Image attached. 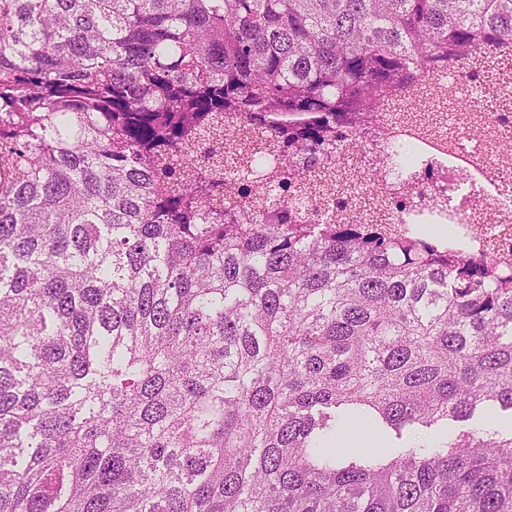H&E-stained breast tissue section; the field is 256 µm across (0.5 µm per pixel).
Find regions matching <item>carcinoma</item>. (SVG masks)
Instances as JSON below:
<instances>
[{"label":"carcinoma","instance_id":"cac0c4a2","mask_svg":"<svg viewBox=\"0 0 512 512\" xmlns=\"http://www.w3.org/2000/svg\"><path fill=\"white\" fill-rule=\"evenodd\" d=\"M508 40L512 0H0V512H512V435L336 447L512 410V272L319 167L434 62L501 101Z\"/></svg>","mask_w":512,"mask_h":512}]
</instances>
